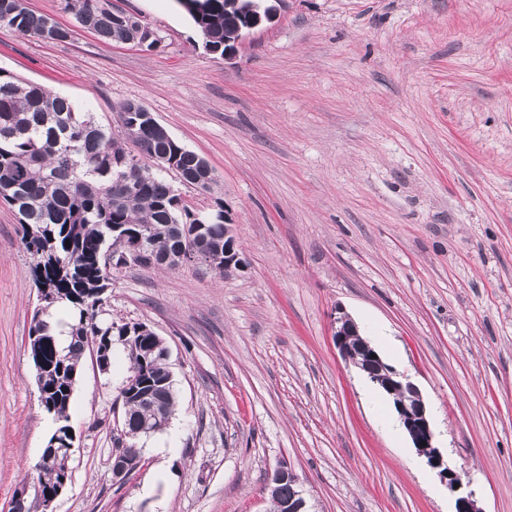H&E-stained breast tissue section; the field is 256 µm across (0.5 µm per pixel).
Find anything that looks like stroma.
Wrapping results in <instances>:
<instances>
[{
  "mask_svg": "<svg viewBox=\"0 0 512 512\" xmlns=\"http://www.w3.org/2000/svg\"><path fill=\"white\" fill-rule=\"evenodd\" d=\"M158 35L106 42L66 0H24L73 36L0 27V68L117 123L142 103L208 161L193 212L223 208L241 269L113 270L104 307L162 337L177 405L112 475L127 355H92L69 408L53 512H270L280 461L312 512H455L392 401L336 349L337 311L384 336L435 444L482 512H512V0H277L235 57L178 0H111ZM0 202V512L56 429L28 351L35 260Z\"/></svg>",
  "mask_w": 512,
  "mask_h": 512,
  "instance_id": "stroma-1",
  "label": "stroma"
}]
</instances>
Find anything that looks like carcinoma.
I'll list each match as a JSON object with an SVG mask.
<instances>
[{
  "label": "carcinoma",
  "mask_w": 512,
  "mask_h": 512,
  "mask_svg": "<svg viewBox=\"0 0 512 512\" xmlns=\"http://www.w3.org/2000/svg\"><path fill=\"white\" fill-rule=\"evenodd\" d=\"M69 4L78 23L102 39L135 37L137 21L109 0ZM256 5L257 0L182 2L205 48L220 56ZM49 20L28 11L22 0H0V26L40 39ZM144 111L139 102L120 104L121 131L116 134L69 98L0 68V201L18 213L23 243L36 258L41 317L30 326L29 335L35 337L30 346H39L53 362L39 380L41 405L58 424L57 432H63L86 349L94 345L110 357L117 341L127 351L128 371L138 372L141 391L147 394L142 399L119 388L130 448L136 447V439L155 433L159 419L172 415L176 393L166 349L156 347L153 331L100 318L111 286L101 253L133 243L139 233L142 267L170 269L167 256L197 251L206 256L207 266L224 273V210L192 213L161 172L143 163L165 160L168 170L185 180L199 173L205 159L163 127L142 119ZM133 160L141 178L129 188L119 182L123 169L118 164ZM58 305L72 313L66 348L60 347L51 321L50 310ZM60 479L59 470L39 468L41 493L55 490ZM294 493L286 482L269 494L272 512H282L283 502Z\"/></svg>",
  "instance_id": "1"
}]
</instances>
